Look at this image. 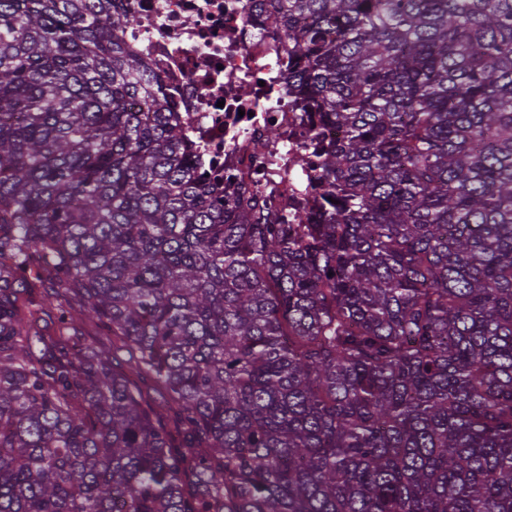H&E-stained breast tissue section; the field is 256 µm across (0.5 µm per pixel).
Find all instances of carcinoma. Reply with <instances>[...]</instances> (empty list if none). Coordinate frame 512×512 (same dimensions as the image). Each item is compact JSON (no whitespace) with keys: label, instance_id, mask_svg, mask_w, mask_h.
I'll return each instance as SVG.
<instances>
[{"label":"carcinoma","instance_id":"obj_1","mask_svg":"<svg viewBox=\"0 0 512 512\" xmlns=\"http://www.w3.org/2000/svg\"><path fill=\"white\" fill-rule=\"evenodd\" d=\"M114 2L0 0V512H512V0H247L304 224Z\"/></svg>","mask_w":512,"mask_h":512}]
</instances>
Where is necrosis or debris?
<instances>
[{
    "label": "necrosis or debris",
    "mask_w": 512,
    "mask_h": 512,
    "mask_svg": "<svg viewBox=\"0 0 512 512\" xmlns=\"http://www.w3.org/2000/svg\"><path fill=\"white\" fill-rule=\"evenodd\" d=\"M135 20L127 42L158 73L175 116L218 175L245 182L260 209L302 223L311 170L276 157L308 150L285 85L287 46L250 17L246 0H118Z\"/></svg>",
    "instance_id": "obj_1"
}]
</instances>
